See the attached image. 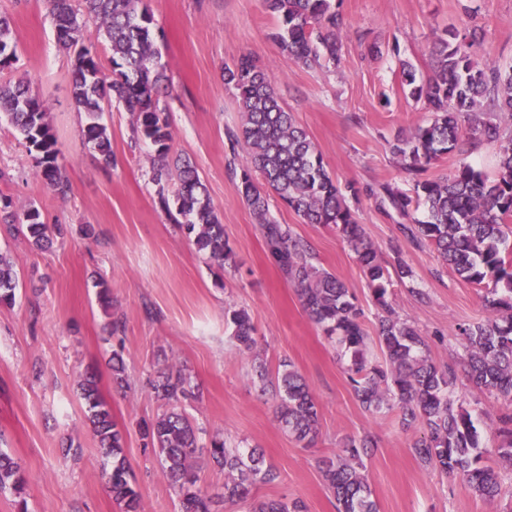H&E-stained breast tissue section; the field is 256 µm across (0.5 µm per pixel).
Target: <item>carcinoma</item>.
Instances as JSON below:
<instances>
[{"instance_id": "carcinoma-1", "label": "carcinoma", "mask_w": 512, "mask_h": 512, "mask_svg": "<svg viewBox=\"0 0 512 512\" xmlns=\"http://www.w3.org/2000/svg\"><path fill=\"white\" fill-rule=\"evenodd\" d=\"M279 20L273 39L294 61L307 66L340 64L339 35L346 18L332 0H264ZM57 40L73 53L72 96L87 114L85 137L100 159L112 163V139L102 123L105 108L117 101L132 113L136 138L154 148L151 181L158 203L169 219L193 237L197 251L219 267L233 261L224 236V224L211 203L199 171L187 158L172 153L173 132L159 93L168 81L155 45L153 17L144 0H84V10L71 0H49ZM105 40L111 73L104 72L97 43ZM482 37L475 28L447 29L435 46L433 75L416 83L412 68L403 65L401 84L413 98L425 99L433 116L415 128L410 138L399 139L392 152L406 162L412 175L408 191L386 184L381 203L403 216L412 207H424L425 219L402 225L419 243H432L443 261L464 281L484 289L487 318L458 327L467 374L480 390L503 400L496 436L500 460L512 464V139L501 146L497 173L489 177L462 161L445 178L422 179L428 165L457 151L468 125L472 135L499 138V127L486 118L489 112L512 115V73H503L487 58L475 59ZM17 41L11 21L0 15V60L11 66ZM224 81L235 91L241 124L230 140L246 147L249 165L241 174L240 191L260 226L269 255L284 276L297 286L300 304L309 319L347 360L346 372L354 398L367 412L398 417L404 428L421 425L424 437L412 447L422 464L459 477L478 498L492 502L501 493L498 467L482 461L480 431L471 413L455 406L449 387L454 369L438 367L427 355L421 331L402 320L389 300V271L379 249L368 237L347 204L351 186L341 189L323 163L322 153L298 126L273 87L271 79L248 56L224 70ZM23 136L34 153L36 178L64 194L69 189L65 165L56 148L48 120V106L32 93L25 75L0 83V116ZM258 174L276 197L306 224H333L349 245L371 287L378 307L376 336L365 328L361 309L346 283L317 269L306 245L290 226L268 217L267 195L254 181ZM12 228L37 248L52 243L60 229L46 224L32 206L13 217ZM19 277L11 261L0 253V305L16 301ZM234 339L241 351L253 355L254 369L263 388L272 389L278 420L288 434L310 446L317 436L316 398L303 376L282 362L274 378L259 355L255 328L244 309L231 311ZM381 357L373 358L372 345ZM112 379L128 385L122 356L112 353ZM163 413L140 424L145 447L163 465V475L178 496L183 512H211L209 497L198 484L196 457L202 428L181 408L198 397L192 377L178 368L150 382ZM86 418L100 447L112 457L107 484L124 512H140L141 499L129 481L124 454L125 432L113 419L97 382L85 376L79 382ZM364 440H348L335 457L322 461V472L336 500V512H378L364 474ZM208 458L224 470L222 498L249 505L248 512H306L300 500L252 496L260 484L278 474L264 465L252 449L231 448L224 438L209 440ZM16 499L18 512H27L25 478L21 464L0 450V493Z\"/></svg>"}]
</instances>
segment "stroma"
Masks as SVG:
<instances>
[{
    "label": "stroma",
    "mask_w": 512,
    "mask_h": 512,
    "mask_svg": "<svg viewBox=\"0 0 512 512\" xmlns=\"http://www.w3.org/2000/svg\"><path fill=\"white\" fill-rule=\"evenodd\" d=\"M159 33L157 48L170 77L168 109L174 153L189 158L222 216L234 266L224 269L172 224L150 181L153 148L134 142L132 115L121 103L103 114L112 137V162L103 164L85 144L84 113L71 92V56L58 44L45 0H0L17 38L18 61L0 71L25 73L50 109L57 148L66 163L67 194L34 177V160L21 135L0 120V206L19 213L36 207L63 235L38 249L0 225V252L19 275L14 306H0V449L18 458L27 479L28 512H121L107 485L102 448L85 419L78 376L95 370L102 397L125 430L130 476L141 492V512H181L158 457L144 451L139 425L162 408L150 377L186 369L200 400L185 403L208 434L257 449L278 479L258 486L257 497L304 502L306 512H336L321 461L348 439L369 437L374 447L365 475L379 512H512V467L501 465L503 489L483 501L455 475L424 466L411 452L421 426L403 429L392 416L365 412L354 399L345 363L303 311L295 287L269 258L255 216L239 192L244 148H232L230 131L241 116L225 67L240 55L273 79L296 122L321 151L340 183L354 185L347 203L386 262L402 259L411 278L389 286L398 315L426 337L439 367L453 366L455 400L487 424L504 409L479 391L464 372L455 334L483 321L482 293L446 266L437 251L401 230L405 219L381 207V188H409L412 177L391 152L431 117L425 101L409 97L400 81L402 62L418 79L432 73V48L445 28L478 27L483 47L501 69L512 68V0H336L347 19L336 68L294 63L272 35L277 19L264 0H146ZM500 141L469 139L464 155L441 156L429 179L446 177L459 161L486 175L497 170L501 140L512 138V115L490 113ZM269 214L306 241L312 263L335 273L356 295L368 332L377 309L354 253L335 226L306 224L278 199ZM107 285L110 310L98 302ZM248 310L256 348L270 371L292 363L316 396L318 436L304 447L285 432L271 394L262 392L251 358L239 350L227 309ZM124 331L110 337L111 320ZM120 350L129 386L112 384L109 360ZM79 445L77 456L65 454Z\"/></svg>",
    "instance_id": "35a3bbf8"
}]
</instances>
